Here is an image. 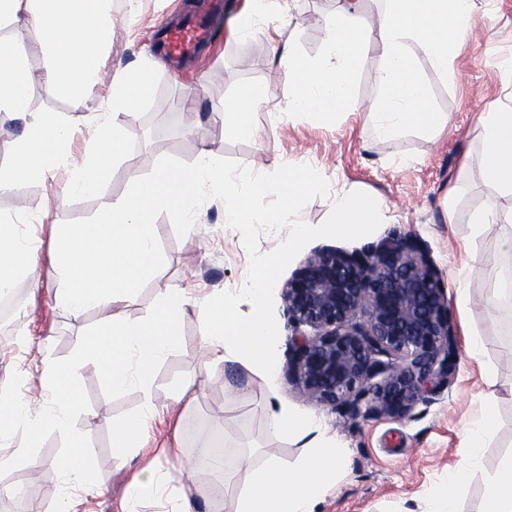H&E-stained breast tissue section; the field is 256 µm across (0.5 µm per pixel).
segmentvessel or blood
Returning a JSON list of instances; mask_svg holds the SVG:
<instances>
[{
  "mask_svg": "<svg viewBox=\"0 0 512 512\" xmlns=\"http://www.w3.org/2000/svg\"><path fill=\"white\" fill-rule=\"evenodd\" d=\"M221 10L219 0H202L194 12L166 24L163 38L165 51L178 59L195 56L202 46L211 42L215 19L220 16Z\"/></svg>",
  "mask_w": 512,
  "mask_h": 512,
  "instance_id": "b4317fda",
  "label": "vessel or blood"
}]
</instances>
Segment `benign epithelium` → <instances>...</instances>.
Returning <instances> with one entry per match:
<instances>
[{
  "label": "benign epithelium",
  "instance_id": "1",
  "mask_svg": "<svg viewBox=\"0 0 512 512\" xmlns=\"http://www.w3.org/2000/svg\"><path fill=\"white\" fill-rule=\"evenodd\" d=\"M288 379L353 419L402 418L455 376L443 277L417 240L320 248L283 283Z\"/></svg>",
  "mask_w": 512,
  "mask_h": 512
}]
</instances>
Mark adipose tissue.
<instances>
[{
    "mask_svg": "<svg viewBox=\"0 0 512 512\" xmlns=\"http://www.w3.org/2000/svg\"><path fill=\"white\" fill-rule=\"evenodd\" d=\"M391 9L378 22L379 46L385 66L379 74L384 90L371 119L378 132L392 136L406 127L432 130L436 113L426 107V91L408 52L409 42L440 66L469 25L474 0H391ZM353 0H336V18L328 26L330 63H313L293 51L279 60L283 69V104L291 112L329 115L349 99L351 75L367 48L364 34L352 22ZM25 28L27 42L0 48V115L23 124L12 145V163L0 170V190L31 180H46L66 167L71 127L59 113L32 111L30 55H39L48 92L82 100L104 76L112 45V0H0V30ZM153 70L122 68L112 76L108 113L139 107L151 94ZM268 101L265 86L254 85L224 103V126L239 135H253L251 114ZM485 179L501 194L512 196V112L485 117ZM125 131L100 118L88 158L69 182L68 193L93 194L108 176L111 163L125 148ZM30 248L23 245L14 222L0 225V289L21 279H34ZM273 427L288 435H312L308 454L288 468L268 458L260 468L239 461L229 469L226 458L206 466L192 459L179 481L175 512H193L194 496L212 492L217 484L236 487L235 512H314L316 503L347 468L348 454L323 430L315 414L279 406L270 415ZM496 426L492 409H485L466 429L468 463L448 473L447 492L435 512H460L459 498L482 456L486 439ZM480 512H512V455L484 481Z\"/></svg>",
    "mask_w": 512,
    "mask_h": 512,
    "instance_id": "1",
    "label": "adipose tissue"
}]
</instances>
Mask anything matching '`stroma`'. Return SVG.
<instances>
[{
  "instance_id": "obj_1",
  "label": "stroma",
  "mask_w": 512,
  "mask_h": 512,
  "mask_svg": "<svg viewBox=\"0 0 512 512\" xmlns=\"http://www.w3.org/2000/svg\"><path fill=\"white\" fill-rule=\"evenodd\" d=\"M195 2L118 0V8L113 9L108 66L153 65L154 89L139 109L114 114V123L129 135L122 158L94 196L69 195L65 189L73 168L87 158L110 84L100 83L79 102L51 97L45 90L40 59L31 56L33 110L62 113L74 136L69 165L54 178L0 190V218L18 219L27 226L36 240L37 261L35 281L16 287L23 300L16 326L0 336V383H7L12 372H20L22 393L47 400L49 394L38 382L43 359L67 357L81 333L103 320V312L97 310L75 317L57 305L59 276L51 248L54 225L92 216L100 207L119 202L131 175L149 173L164 155L193 162L206 148L258 173L307 163L328 181L331 195L306 206L301 214L305 222L322 223L333 205V193L342 191L366 192L382 203L385 212L373 233L354 241L318 238L307 244V251L331 247L352 252L391 237L419 238L428 246L448 289H455L458 271H465L472 325L483 341L482 357L472 359L464 346H457L453 382L406 417L352 420L308 401L289 383L285 366H278L270 380L238 365L202 369L197 314L193 307H186L181 318L182 346L165 357L152 381L158 414L141 447L117 456L109 431L117 416L142 406V393L134 389L109 399L102 392L98 372L79 369L90 407L77 426L91 438L100 477L95 493L74 488L70 496L78 512H127L126 489L137 472L150 467L177 475L181 460L207 452L212 437L221 430L226 433L231 460L245 456L258 466L272 455L295 464L308 452L306 440L280 434L270 420L272 407L285 404L314 412L348 452L346 473L316 512H430L446 491L449 469L467 461L464 431L468 423L489 406L496 415V429L461 495L463 512H474L485 474L512 454V305L494 299L490 276L494 270L512 273V253L500 252L497 227L475 243L473 254L464 250L478 211L490 205L504 213L512 210V198L501 195L482 175V120L489 112L512 111V69L507 66L512 60V0H475L469 30L447 67L437 66L417 43H410L428 108L442 117L443 124L438 131L408 127L391 138L378 135L370 119L383 93L378 74L384 58L377 32L366 35L368 47L351 77L345 108L329 116L291 113L278 105L283 81L279 50L254 53L258 36L231 32L228 20L240 0H224L226 21L197 59L178 66L151 49L157 24ZM335 10V0H290L286 11L270 6L264 22L279 26L282 41L296 54L321 62L329 54L326 27ZM256 82L267 85L273 101L251 116L256 137L225 131L221 117L225 99ZM189 109L199 121L193 140L180 132L181 117ZM199 212L205 233L181 239L167 215L157 218L164 265L139 295L122 305L126 320L145 318L162 288L191 285L204 294L240 288L249 264L240 233L226 226L221 201L208 200ZM490 371L501 390L492 404L485 399L484 378ZM189 381L199 396L185 408L176 405L174 398ZM59 447V435H52L38 455L39 466L16 469V476L30 487L31 503L51 501L60 492L62 482L51 465Z\"/></svg>"
}]
</instances>
